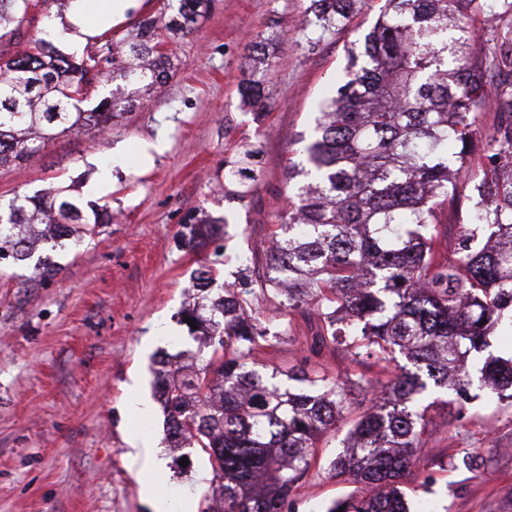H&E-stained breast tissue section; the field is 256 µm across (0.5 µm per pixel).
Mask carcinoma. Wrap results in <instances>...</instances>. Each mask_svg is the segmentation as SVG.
Returning <instances> with one entry per match:
<instances>
[{"label": "carcinoma", "instance_id": "carcinoma-1", "mask_svg": "<svg viewBox=\"0 0 512 512\" xmlns=\"http://www.w3.org/2000/svg\"><path fill=\"white\" fill-rule=\"evenodd\" d=\"M56 0H0V41L20 36L31 8ZM174 15L137 18L126 39L107 30L75 59L44 33L13 53L0 51V166L24 162L67 133L98 132L144 103L177 69L169 45L191 34L212 0H178ZM354 0H313L322 30L347 26ZM512 16V0H383L373 27L346 48L345 79L318 104L315 135L299 140L306 165L288 209L271 231L265 276L256 288L224 287L185 311L198 354L161 361L156 399L173 448L207 455L215 483L201 512H288L320 436L349 406L348 383L325 369L248 365L269 341L256 304L272 293L324 323L321 347L338 337L352 359L389 372L397 356L414 371L390 372L332 460L339 475L372 485L325 512H407L399 484L417 461L427 427L417 397L454 390L468 377L471 351L499 326L512 328V20L488 50L470 41L466 14ZM242 90L266 109L268 58L247 45ZM106 84L111 95L82 104ZM494 96L487 94V86ZM501 122L483 155L469 157L477 111ZM246 149L224 173L230 184L257 181ZM478 177V202L452 256L440 250L437 210L454 202L459 172ZM103 211L86 212L67 187L15 196L0 208V267L31 257L44 241L64 246L95 234ZM213 226L190 225L184 243L207 247ZM483 386L512 388V359H487Z\"/></svg>", "mask_w": 512, "mask_h": 512}]
</instances>
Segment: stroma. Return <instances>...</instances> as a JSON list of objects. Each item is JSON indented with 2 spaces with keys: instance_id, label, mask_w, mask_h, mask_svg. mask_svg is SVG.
I'll use <instances>...</instances> for the list:
<instances>
[{
  "instance_id": "stroma-1",
  "label": "stroma",
  "mask_w": 512,
  "mask_h": 512,
  "mask_svg": "<svg viewBox=\"0 0 512 512\" xmlns=\"http://www.w3.org/2000/svg\"><path fill=\"white\" fill-rule=\"evenodd\" d=\"M310 0H213L207 17L174 51L179 67L144 105L103 134L69 133L29 161L0 167V202L52 184L72 187L106 208L105 225L79 245L47 250L58 271L32 282V261L0 279V512H151L126 451L127 408L146 399L142 431L161 447L167 472L160 491L171 512L201 504L206 455L171 448L154 399L162 353L197 350L182 321L194 303L202 254L185 246L184 225L217 224L219 292L240 275L263 274L270 232L301 163L295 142L310 134L320 99L340 84L345 48L374 23L381 0H358L347 27L308 41ZM267 46L270 108L258 117L242 101L246 46ZM258 149L256 188L224 181L243 143ZM471 178L460 175L455 202L439 214L450 248L470 217ZM273 333L258 362L289 368L327 366L351 388L352 405L318 444L288 499L291 512H324L358 491L334 476L330 461L369 405L363 369L340 348L317 349L316 318L260 304ZM469 397L434 393L424 448L403 481L410 512H512V399L470 386Z\"/></svg>"
}]
</instances>
